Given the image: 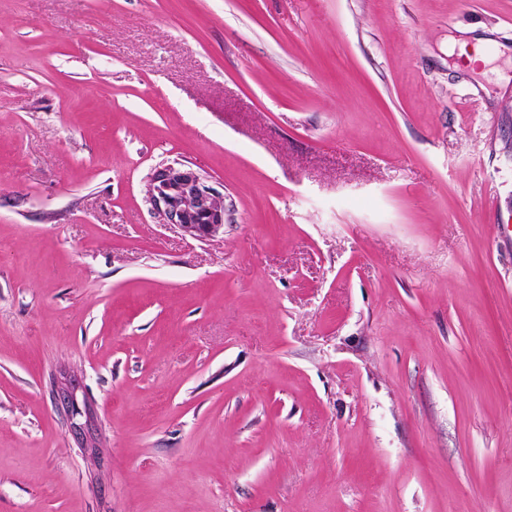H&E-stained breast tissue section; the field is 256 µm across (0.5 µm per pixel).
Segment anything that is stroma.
<instances>
[{
	"instance_id": "1",
	"label": "stroma",
	"mask_w": 512,
	"mask_h": 512,
	"mask_svg": "<svg viewBox=\"0 0 512 512\" xmlns=\"http://www.w3.org/2000/svg\"><path fill=\"white\" fill-rule=\"evenodd\" d=\"M0 512H512V0H0ZM148 200L160 223L177 226L195 240L224 232V194L207 176L174 162L156 169L148 184Z\"/></svg>"
}]
</instances>
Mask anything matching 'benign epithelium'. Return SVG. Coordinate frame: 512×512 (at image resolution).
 I'll use <instances>...</instances> for the list:
<instances>
[{
    "label": "benign epithelium",
    "instance_id": "obj_1",
    "mask_svg": "<svg viewBox=\"0 0 512 512\" xmlns=\"http://www.w3.org/2000/svg\"><path fill=\"white\" fill-rule=\"evenodd\" d=\"M147 193L160 223L172 224L195 240H210L224 230V194L207 176L182 163L156 169Z\"/></svg>",
    "mask_w": 512,
    "mask_h": 512
}]
</instances>
